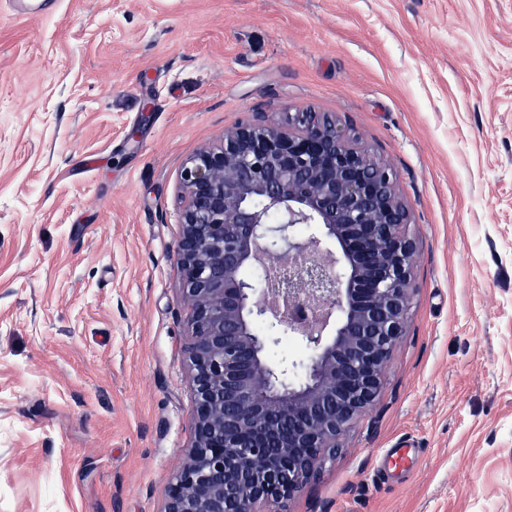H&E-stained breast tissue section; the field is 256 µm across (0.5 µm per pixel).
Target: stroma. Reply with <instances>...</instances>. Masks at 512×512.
I'll list each match as a JSON object with an SVG mask.
<instances>
[{
  "instance_id": "obj_1",
  "label": "stroma",
  "mask_w": 512,
  "mask_h": 512,
  "mask_svg": "<svg viewBox=\"0 0 512 512\" xmlns=\"http://www.w3.org/2000/svg\"><path fill=\"white\" fill-rule=\"evenodd\" d=\"M46 2L0 12V512H162L181 167L298 112L393 171L415 288L374 404L264 512H512V0Z\"/></svg>"
}]
</instances>
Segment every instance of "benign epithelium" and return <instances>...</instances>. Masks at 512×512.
<instances>
[{"label":"benign epithelium","instance_id":"obj_1","mask_svg":"<svg viewBox=\"0 0 512 512\" xmlns=\"http://www.w3.org/2000/svg\"><path fill=\"white\" fill-rule=\"evenodd\" d=\"M180 183L195 441L163 512H256L315 479L380 391L413 288L408 215L392 171L313 112L234 127ZM283 336L307 357L272 361Z\"/></svg>","mask_w":512,"mask_h":512}]
</instances>
